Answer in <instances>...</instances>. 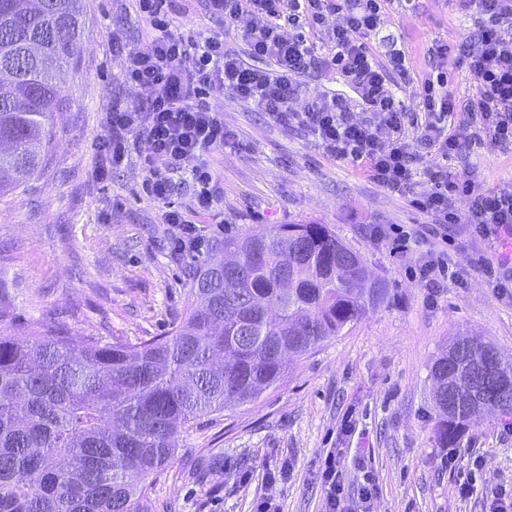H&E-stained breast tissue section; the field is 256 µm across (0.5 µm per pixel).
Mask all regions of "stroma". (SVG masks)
I'll list each match as a JSON object with an SVG mask.
<instances>
[{"label": "stroma", "mask_w": 512, "mask_h": 512, "mask_svg": "<svg viewBox=\"0 0 512 512\" xmlns=\"http://www.w3.org/2000/svg\"><path fill=\"white\" fill-rule=\"evenodd\" d=\"M82 4L84 35L62 91L66 108L54 117L42 164L26 183L0 194V332L21 339L36 323L57 322L79 343L89 336L130 343L163 336L182 321L193 277L212 248L276 224L327 225L384 279L385 300L312 352L290 358L281 380L256 400L188 426L163 473L146 483L145 503L150 512H253L267 497L282 512H324L320 469L334 451L348 501L357 502L365 483L375 484L371 512H485L494 488L512 485V414L480 417L453 449L441 448L432 367L461 331L512 359V296L498 294L472 265L478 255L492 256L489 245L466 225H449L448 266L459 279L426 286L416 272L435 240L408 196L326 157L305 130L268 120L217 85L207 102L240 144L207 157L221 187L208 214L193 210L186 172H172L171 202L204 239L198 251L174 257L177 228L162 223V204L141 190L140 151L131 150L110 180L93 176L102 112L135 98L112 43L134 56L149 47L150 28L135 0ZM176 10L179 30L233 45L232 32L208 14L205 0H179ZM476 30L455 0H414L409 8L391 0L373 47L379 56L393 46L408 56L414 85L402 94L413 110L414 86L438 66L429 49L448 45L440 66L460 110L444 126L463 144L448 170L491 188L512 180V151L474 141L462 110L472 84L457 60ZM300 83L306 92L347 98L358 118L370 115L337 71L313 69ZM374 225L402 227L418 241L392 253L388 242L370 237ZM452 450L479 458L478 469L449 468ZM214 459L222 467L196 481L191 464ZM284 465L286 478L269 481ZM467 479L475 492L463 499L457 487Z\"/></svg>", "instance_id": "obj_1"}]
</instances>
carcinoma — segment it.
I'll list each match as a JSON object with an SVG mask.
<instances>
[{"label":"carcinoma","mask_w":512,"mask_h":512,"mask_svg":"<svg viewBox=\"0 0 512 512\" xmlns=\"http://www.w3.org/2000/svg\"><path fill=\"white\" fill-rule=\"evenodd\" d=\"M82 34L80 0H36L28 14L0 0V72L11 73L0 79V192L38 170ZM222 252L164 336L76 348L42 324L22 340L0 335V512H149L135 478L161 473L192 420L258 398L285 371L277 347L307 353L387 292L323 224H280ZM485 355L484 342L459 336L433 367L445 448L474 403L512 413V362H499L500 382L475 386Z\"/></svg>","instance_id":"1"}]
</instances>
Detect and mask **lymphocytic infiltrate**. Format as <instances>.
Here are the masks:
<instances>
[{
  "label": "lymphocytic infiltrate",
  "mask_w": 512,
  "mask_h": 512,
  "mask_svg": "<svg viewBox=\"0 0 512 512\" xmlns=\"http://www.w3.org/2000/svg\"><path fill=\"white\" fill-rule=\"evenodd\" d=\"M155 32L146 51L125 61V81L137 91L133 103L109 107L98 142L101 162L97 179L108 178L132 146L145 144L144 191L158 201L168 200L171 171L189 169L197 212L208 211L218 194L215 176L202 158L209 151L236 145V134L220 113L204 101L214 85L234 99L250 102L273 122L309 132L323 153L359 167L379 186L412 194L416 175L432 189L414 196L413 204L441 226L468 225L493 248L495 260L477 256L476 270L500 293L512 290V184L487 190L469 179L450 174L445 158L460 149L442 122L457 110L447 90L444 72L425 80L418 109L424 120L415 143H408V109L394 90L395 82L409 83L405 53L391 49L377 58L370 40L383 23L389 0H206L210 15L222 18L234 33L237 49L203 36H184L172 28L175 0H137ZM463 13L476 16L480 34L463 53L473 81L468 111L480 133L512 144V0H457ZM342 15L331 26L329 16ZM323 33L327 51L319 56L309 36ZM268 61L271 72L245 67L240 54ZM195 54L192 69L182 60ZM313 67L339 71L362 103L377 114L376 121L357 119L347 101L315 92L301 97L297 78ZM302 109H294L297 98ZM434 149L440 161L425 163L420 147ZM466 208H458V201Z\"/></svg>",
  "instance_id": "obj_1"
}]
</instances>
